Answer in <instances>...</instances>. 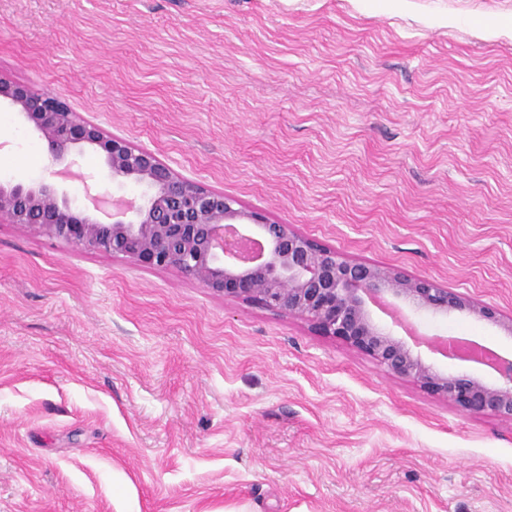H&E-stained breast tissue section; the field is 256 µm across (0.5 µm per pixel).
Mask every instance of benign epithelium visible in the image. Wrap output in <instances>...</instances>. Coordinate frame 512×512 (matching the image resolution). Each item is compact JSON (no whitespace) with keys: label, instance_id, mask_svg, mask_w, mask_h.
I'll return each instance as SVG.
<instances>
[{"label":"benign epithelium","instance_id":"obj_1","mask_svg":"<svg viewBox=\"0 0 512 512\" xmlns=\"http://www.w3.org/2000/svg\"><path fill=\"white\" fill-rule=\"evenodd\" d=\"M32 124L53 161L65 169L88 153L99 156L112 178L132 182L140 203L107 198L112 222L81 205L61 182L0 179V221L31 228L79 247L176 268L210 291L263 309L306 320L374 359L383 369L415 381L459 411L493 413L512 420V359L456 338L424 339L444 357L491 368L489 384L460 370H441L416 347L377 321L370 304L396 300L415 314L467 315L512 337V317L411 276L393 266L345 258L298 232L235 208L221 191L184 177L155 153L135 148L73 111L61 97L37 92L0 75V105Z\"/></svg>","mask_w":512,"mask_h":512}]
</instances>
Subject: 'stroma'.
<instances>
[{
	"mask_svg": "<svg viewBox=\"0 0 512 512\" xmlns=\"http://www.w3.org/2000/svg\"><path fill=\"white\" fill-rule=\"evenodd\" d=\"M0 75L512 317V0H0ZM0 108V177L51 180ZM512 356L462 316H417ZM0 512H512V421L309 322L0 223Z\"/></svg>",
	"mask_w": 512,
	"mask_h": 512,
	"instance_id": "obj_1",
	"label": "stroma"
}]
</instances>
